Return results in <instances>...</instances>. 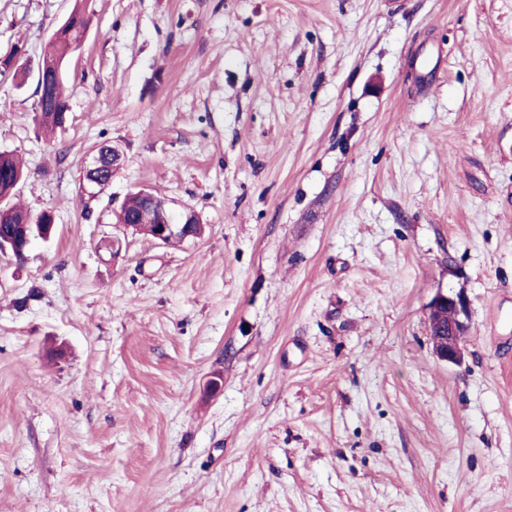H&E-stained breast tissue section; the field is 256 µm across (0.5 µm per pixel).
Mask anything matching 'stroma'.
Returning <instances> with one entry per match:
<instances>
[{
    "mask_svg": "<svg viewBox=\"0 0 512 512\" xmlns=\"http://www.w3.org/2000/svg\"><path fill=\"white\" fill-rule=\"evenodd\" d=\"M17 45L0 151L56 233L0 256V512H512V0H0ZM141 189L203 236L112 224ZM88 27V18L76 5L57 25L47 42L38 68L36 87L38 123L47 132L55 133L63 129L61 114L69 112L68 96L65 94L67 68L72 56L80 49ZM428 326L433 355L449 365H461L465 356L463 338L469 329L468 300L463 291H439L430 304Z\"/></svg>",
    "mask_w": 512,
    "mask_h": 512,
    "instance_id": "35a3bbf8",
    "label": "stroma"
}]
</instances>
